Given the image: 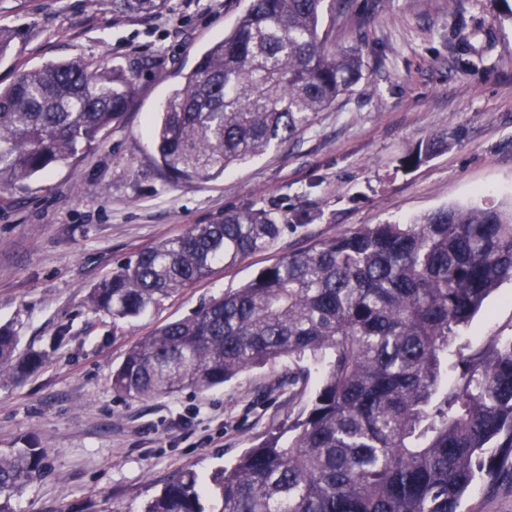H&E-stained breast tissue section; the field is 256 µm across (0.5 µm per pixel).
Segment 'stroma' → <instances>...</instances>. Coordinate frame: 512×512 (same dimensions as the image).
<instances>
[{
	"label": "stroma",
	"mask_w": 512,
	"mask_h": 512,
	"mask_svg": "<svg viewBox=\"0 0 512 512\" xmlns=\"http://www.w3.org/2000/svg\"><path fill=\"white\" fill-rule=\"evenodd\" d=\"M247 0H165L129 17L112 0H0L15 34L0 87L46 62L79 58L137 74L123 119L78 158L0 192V324L44 355L22 383L0 385V450L35 443L45 476L14 512H142L185 470L202 478L296 417L315 387L289 397L287 360L206 394L122 398L112 370L159 325L246 283L280 257L360 224L402 223L451 204H512V18L502 0H352L336 36L365 61L362 78L288 144L217 180L177 185L154 164L151 123L168 93ZM473 45L459 50L460 37ZM454 134L413 164L420 144ZM264 208L281 224L265 251L113 329L88 295L143 248L224 213ZM512 335V282L465 332L472 352ZM61 337L52 346V337ZM464 512H512V479L477 484Z\"/></svg>",
	"instance_id": "stroma-1"
}]
</instances>
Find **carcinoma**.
<instances>
[{
	"mask_svg": "<svg viewBox=\"0 0 512 512\" xmlns=\"http://www.w3.org/2000/svg\"><path fill=\"white\" fill-rule=\"evenodd\" d=\"M165 0H113L150 16ZM350 0H250L223 39L166 97L153 126L163 178L207 182L290 142L363 75L336 46ZM133 74L48 62L0 90V189L77 157L121 120ZM427 142L419 163L448 147ZM281 225L262 209L191 224L121 264L89 294L112 326L192 287L214 267L268 248ZM512 280V207L451 205L405 224H362L289 254L244 285L132 343L112 370L118 395L204 393L286 357L281 386L313 397L210 478L219 512H461L477 483L512 476V336L453 350L485 300ZM43 357L0 325V382ZM457 373L448 385V371ZM46 449L0 451V512L45 470ZM192 470L142 512H207Z\"/></svg>",
	"mask_w": 512,
	"mask_h": 512,
	"instance_id": "1",
	"label": "carcinoma"
}]
</instances>
